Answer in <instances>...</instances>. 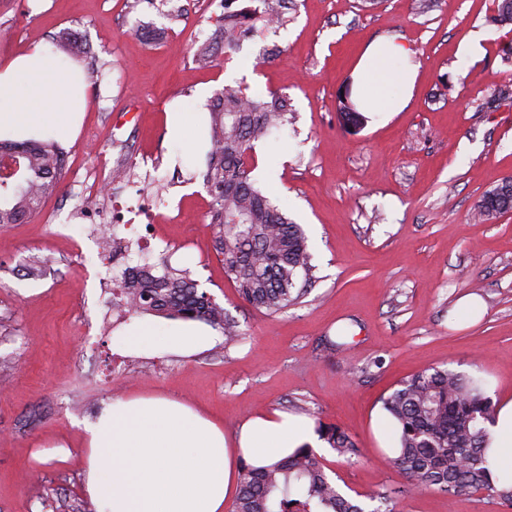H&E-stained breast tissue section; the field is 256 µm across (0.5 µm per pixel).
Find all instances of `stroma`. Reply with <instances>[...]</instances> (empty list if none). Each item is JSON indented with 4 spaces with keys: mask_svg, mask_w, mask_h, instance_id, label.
I'll use <instances>...</instances> for the list:
<instances>
[{
    "mask_svg": "<svg viewBox=\"0 0 512 512\" xmlns=\"http://www.w3.org/2000/svg\"><path fill=\"white\" fill-rule=\"evenodd\" d=\"M501 0H288L277 30L259 29L201 69L194 45L212 33L210 0H0V64L29 46L77 39L86 107L62 146L67 175L37 213L0 224V512H100L83 491L86 421L134 393L169 397L219 419L233 435L251 414L285 410L332 424L362 456L320 451L347 494L387 492L395 512H512L483 494L455 500L408 489L372 429L382 400L407 375L449 367L512 392V211L473 215L512 178V24ZM484 34L474 60L464 46ZM404 44L393 65L417 72L402 111L369 113L348 130L338 111L366 47ZM288 99L291 121L256 148L254 175L302 224L315 267L310 291L270 317L243 303L214 249L201 176L206 134H172L170 112L201 110L224 85ZM142 162L104 218L141 242L150 262L169 251L224 305L245 338L191 355L129 345L140 318L114 324L108 249L93 224L70 218L73 175L99 144ZM180 209L169 222L158 199ZM36 255L52 262L29 276ZM482 298L470 328L458 300ZM348 327L337 351L325 337Z\"/></svg>",
    "mask_w": 512,
    "mask_h": 512,
    "instance_id": "obj_1",
    "label": "stroma"
}]
</instances>
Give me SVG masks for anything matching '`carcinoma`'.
Returning <instances> with one entry per match:
<instances>
[{
	"instance_id": "obj_1",
	"label": "carcinoma",
	"mask_w": 512,
	"mask_h": 512,
	"mask_svg": "<svg viewBox=\"0 0 512 512\" xmlns=\"http://www.w3.org/2000/svg\"><path fill=\"white\" fill-rule=\"evenodd\" d=\"M258 6L224 14L213 34L194 52L201 67L215 65L218 52L232 50L261 21L283 23L284 0H257ZM340 112L351 125L366 117L344 96ZM288 101L275 93L248 94L226 85L209 108V150L204 185L212 197L210 224L224 274L238 298L267 316L296 304L312 282V254L300 225L275 204L253 176L256 143L288 123ZM63 151L53 139L0 140V224L31 217L41 200L64 178ZM112 312L119 318L143 313L202 322L234 344L242 333L224 306L198 289L189 269L175 268L169 257L130 275L112 277ZM383 410L396 425L393 464L414 490L436 489L448 499L486 492L512 506V488L499 490L489 480L485 451L494 406L483 381L447 367L425 369L400 381L383 399ZM329 447L350 462L356 444L334 427L320 429ZM367 509L348 496L325 471L322 457L303 447L269 466L241 468L240 489L232 512H392L390 497L376 492Z\"/></svg>"
}]
</instances>
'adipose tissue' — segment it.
Returning a JSON list of instances; mask_svg holds the SVG:
<instances>
[{"label": "adipose tissue", "mask_w": 512, "mask_h": 512, "mask_svg": "<svg viewBox=\"0 0 512 512\" xmlns=\"http://www.w3.org/2000/svg\"><path fill=\"white\" fill-rule=\"evenodd\" d=\"M408 48L376 41L355 71L356 83H378L376 95L358 92L363 112H394L405 86L385 89V64L406 57ZM83 81L42 44L30 46L0 67V136L29 133L69 139L85 108ZM211 336L186 327L162 336L140 325L138 349L189 354L207 348ZM83 489L107 512H224L238 491L242 463L268 465L304 445L317 446L312 421L271 411L249 415L233 436L222 423L165 396L134 395L113 401L85 426ZM487 457L492 484L512 485V397L496 404Z\"/></svg>", "instance_id": "1"}]
</instances>
